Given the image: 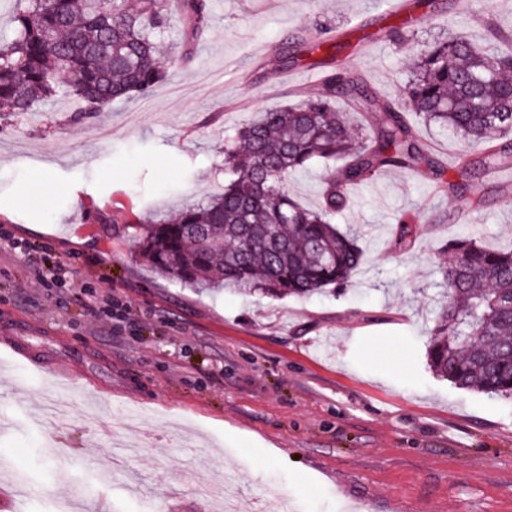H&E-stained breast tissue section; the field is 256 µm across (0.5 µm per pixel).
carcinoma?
Instances as JSON below:
<instances>
[{
  "label": "carcinoma",
  "mask_w": 512,
  "mask_h": 512,
  "mask_svg": "<svg viewBox=\"0 0 512 512\" xmlns=\"http://www.w3.org/2000/svg\"><path fill=\"white\" fill-rule=\"evenodd\" d=\"M13 39L0 43V112L34 113L63 97L80 119L115 100L146 97L170 68L192 59L191 42L211 20L209 0H14ZM184 40L165 52L160 38L173 19ZM415 14H392L380 28L399 43ZM505 48L479 47L464 35L440 36L409 49L400 98L380 100L346 71L323 88L266 110L224 149V188L173 217L132 226L141 259L191 288H235L271 298H306L341 288L363 258L359 235L331 223L352 204L350 189L388 169L423 163L443 192H461L431 157L412 125L415 116L467 143L483 146L481 166L512 164V38ZM328 32L279 49L285 65L336 53ZM345 99L365 125L334 109ZM335 164L308 209L289 193L290 179L315 161ZM414 212L400 214L395 245L415 238ZM445 292L434 321L427 363L437 377L467 391L512 399V250L485 248L474 236L447 247Z\"/></svg>",
  "instance_id": "obj_1"
}]
</instances>
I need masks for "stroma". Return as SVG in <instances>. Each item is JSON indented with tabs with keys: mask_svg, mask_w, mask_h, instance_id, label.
Listing matches in <instances>:
<instances>
[{
	"mask_svg": "<svg viewBox=\"0 0 512 512\" xmlns=\"http://www.w3.org/2000/svg\"><path fill=\"white\" fill-rule=\"evenodd\" d=\"M194 57L145 98L92 120L52 106L0 115V512H222L204 480L242 512H512V401L435 378L426 349L449 239L512 249V168L462 178L451 132L420 127L430 170H390L335 218L365 260L347 287L306 299L188 288L142 263L129 226L224 186V145L256 113L317 90L276 47L322 30L379 98L403 90L407 49L360 40L390 0H210ZM414 41L512 34V0H436ZM426 220L393 245L401 210ZM59 267L51 292L39 270ZM138 324L97 332L93 294Z\"/></svg>",
	"mask_w": 512,
	"mask_h": 512,
	"instance_id": "35a3bbf8",
	"label": "stroma"
}]
</instances>
